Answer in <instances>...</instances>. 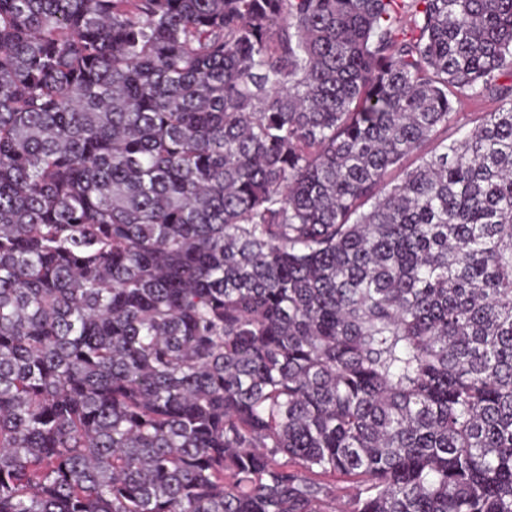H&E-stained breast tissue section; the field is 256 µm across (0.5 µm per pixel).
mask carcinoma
Masks as SVG:
<instances>
[{
  "label": "carcinoma",
  "instance_id": "cac0c4a2",
  "mask_svg": "<svg viewBox=\"0 0 512 512\" xmlns=\"http://www.w3.org/2000/svg\"><path fill=\"white\" fill-rule=\"evenodd\" d=\"M338 478L512 512V0H0V512ZM497 104L492 101H474L464 100L461 105H458L456 112L459 113V123L465 124L459 131H454L452 128L448 129V140L460 137L464 132L473 128L482 112H492Z\"/></svg>",
  "mask_w": 512,
  "mask_h": 512
}]
</instances>
